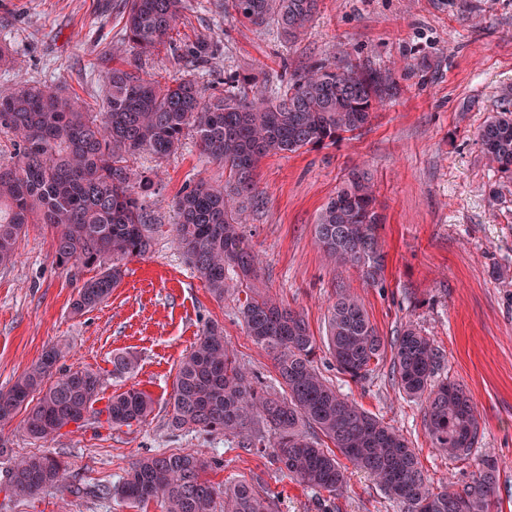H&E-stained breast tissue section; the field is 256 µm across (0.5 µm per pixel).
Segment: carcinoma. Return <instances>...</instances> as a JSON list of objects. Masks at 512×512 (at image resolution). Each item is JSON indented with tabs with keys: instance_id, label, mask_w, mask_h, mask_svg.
Here are the masks:
<instances>
[{
	"instance_id": "1",
	"label": "carcinoma",
	"mask_w": 512,
	"mask_h": 512,
	"mask_svg": "<svg viewBox=\"0 0 512 512\" xmlns=\"http://www.w3.org/2000/svg\"><path fill=\"white\" fill-rule=\"evenodd\" d=\"M232 7L255 27L274 21L291 41L312 21L318 0H232ZM186 8L187 0H124V34L136 56L163 45ZM104 82L101 112L48 87L18 86L0 97V131L11 133L17 146L13 163L0 165V267L15 262L28 225H47L55 231L61 267L97 269L78 289L76 314L105 301L127 262L152 246L154 225L136 192L145 177L131 168L129 157L148 152L166 159L191 132L207 157L228 171L225 185L201 179L173 202L174 240L213 297L222 300L228 273L244 281L257 277V255L242 223L246 205L259 198L260 161L334 145L369 122L375 103L400 91L390 70L351 61L309 68L269 96L257 76L244 77L237 80L240 88L214 101L204 100L189 77L162 83L136 63L106 68ZM479 141L511 178L512 112L489 117ZM380 226L372 179L355 170L322 207L316 242L336 263L358 268L377 285L385 268ZM240 315L247 336L273 359L283 392H270L253 378L224 340V330L210 324L179 365L170 402L173 426L232 436L243 448L271 447L282 473L317 491L344 488L341 455L369 473L405 512H497L494 460H485L460 489H433L407 439L323 378L315 366L316 339L300 313L253 293L245 296ZM327 345L339 371L355 381L391 352L395 383L425 404L435 447L453 460L470 456L480 429L477 408L462 385L434 380L443 355L418 329L409 325L386 345L364 305L342 290L329 310ZM61 356L60 348H50L0 390V423L23 412L27 433L45 442L71 424L83 425L102 380L80 368L53 374ZM134 367L132 357L112 355L113 376ZM105 412L114 426L140 424L152 414L153 400L132 387L112 397ZM259 424L274 437L266 438ZM213 466L215 461L194 451L145 456L112 494L131 502L159 499L165 512H275L270 497L251 481L212 484L207 472ZM67 472L61 459L33 453L13 465L8 483L18 489L13 497L30 498L64 487Z\"/></svg>"
}]
</instances>
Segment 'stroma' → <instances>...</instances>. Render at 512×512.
I'll return each instance as SVG.
<instances>
[{"label":"stroma","mask_w":512,"mask_h":512,"mask_svg":"<svg viewBox=\"0 0 512 512\" xmlns=\"http://www.w3.org/2000/svg\"><path fill=\"white\" fill-rule=\"evenodd\" d=\"M122 27L118 0H0V46L13 58L0 67V95L23 84L46 86L98 106L103 63L135 58ZM200 41L209 45L202 59L192 52ZM346 58L393 69L400 92L339 143L261 161L259 203L243 226L260 259L255 287L302 313L318 339L342 289L361 299L386 342L409 323L429 336L444 357L439 379L463 385L480 414L465 461L434 448L423 406L399 392L390 361L358 382L337 370L327 350H318L316 362L340 392L409 440L433 488L463 485L481 460L493 458L499 512H512V179L488 163L478 141L491 115L512 111V0H320L293 43L275 26L243 23L213 0H188L165 46L142 65L162 82L190 77L210 98L238 74L258 75L277 91L307 66ZM130 164L148 180L142 201L157 226L150 252L128 262L108 299L76 314L71 304L89 271L59 266L51 229L29 225L16 264L0 268V388L58 346L60 366L101 376L96 409L134 386L151 395L154 411L129 427L92 417L48 442L27 434L23 415L1 424L0 512H163L154 500L103 499L96 490L116 484L142 456L182 451L218 457L214 482L259 481L277 512H401L354 467L342 491L318 493L284 476L270 451L170 427L179 363L205 325L223 327L240 362L267 389L279 385L272 359L245 332L237 292L213 298L170 232L174 199L198 180H225L223 167L190 137L167 159L141 153ZM355 167L371 174L384 220L385 269L375 286L356 268L330 262L314 240L319 211ZM119 352L136 362L122 381L112 377ZM45 450L67 461L65 489L24 500L2 493L13 461Z\"/></svg>","instance_id":"35a3bbf8"}]
</instances>
